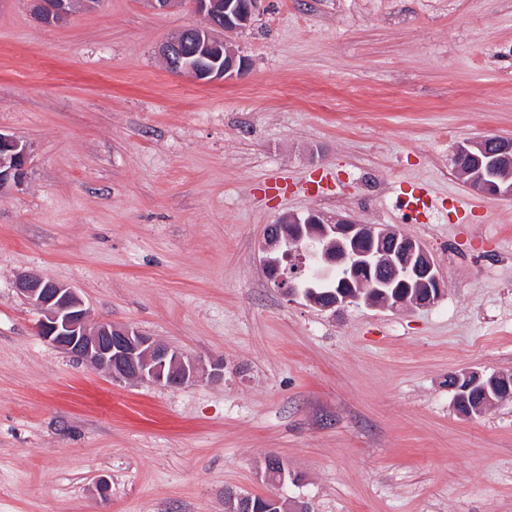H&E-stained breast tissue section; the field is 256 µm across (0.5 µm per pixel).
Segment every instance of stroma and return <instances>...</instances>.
<instances>
[{"mask_svg": "<svg viewBox=\"0 0 512 512\" xmlns=\"http://www.w3.org/2000/svg\"><path fill=\"white\" fill-rule=\"evenodd\" d=\"M190 5L0 0V131L27 143L0 192V512H224L279 493L311 512H512V399L469 418L450 373L512 372V199L476 196L458 144L512 137V0H263L238 80L156 53ZM436 209L418 221L405 192ZM384 225L433 256L429 309L288 300L259 260L291 213ZM75 288L224 378L116 381L35 331L13 288ZM277 456L275 486L259 465ZM32 14L41 24H55L62 22L69 15L70 0H32Z\"/></svg>", "mask_w": 512, "mask_h": 512, "instance_id": "stroma-1", "label": "stroma"}]
</instances>
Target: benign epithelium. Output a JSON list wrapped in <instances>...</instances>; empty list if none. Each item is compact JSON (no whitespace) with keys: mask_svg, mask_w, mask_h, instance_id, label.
Instances as JSON below:
<instances>
[{"mask_svg":"<svg viewBox=\"0 0 512 512\" xmlns=\"http://www.w3.org/2000/svg\"><path fill=\"white\" fill-rule=\"evenodd\" d=\"M260 0H224V9L216 8L217 0H193L203 23L188 27L194 36L187 48L170 38L158 48V54L172 72L205 82H223L241 77L248 71V61L239 55L218 33L235 34L253 22ZM32 14L41 24H55L69 15L71 0H32ZM196 56L202 64L192 68L183 58ZM30 159L29 146L13 135L0 132V190L21 183ZM454 170L474 190L493 197L512 198V182L502 172L512 169V138L485 137L460 143L454 154ZM305 225L298 232L294 246L304 247L314 257L322 258L330 267H375L388 276L411 280L421 292L413 296L393 295L385 307L427 308L444 294V283L433 257L411 236L371 224L328 218L317 211L304 215L291 214L279 225ZM345 231L354 241L369 239L373 247L364 256L356 252L331 250V234ZM288 235L282 229L265 231L260 244L261 262L271 272V279L292 299L309 295L301 289L303 271L284 276L282 257L288 254ZM16 291L38 312L36 330L53 346L77 359L121 380H135L160 386L184 387L224 376V363L209 365L184 357L153 337L129 326L112 322L94 323L89 310L69 286L49 277L28 274L14 281ZM225 512H250V503L240 493L224 492Z\"/></svg>","mask_w":512,"mask_h":512,"instance_id":"7a95c632","label":"benign epithelium"}]
</instances>
